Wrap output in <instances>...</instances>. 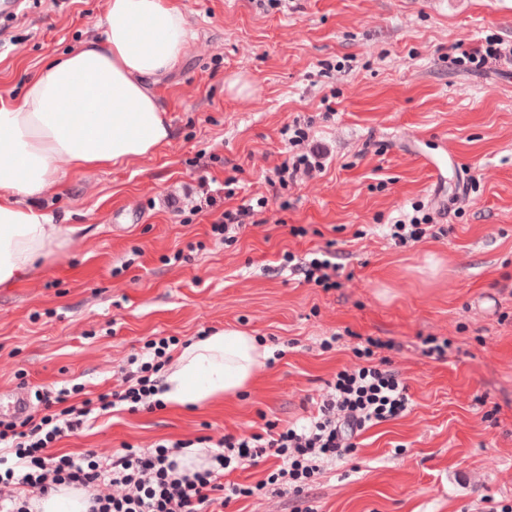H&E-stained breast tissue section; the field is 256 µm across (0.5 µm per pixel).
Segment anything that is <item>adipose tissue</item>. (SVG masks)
<instances>
[{
  "instance_id": "ef3b65f1",
  "label": "adipose tissue",
  "mask_w": 512,
  "mask_h": 512,
  "mask_svg": "<svg viewBox=\"0 0 512 512\" xmlns=\"http://www.w3.org/2000/svg\"><path fill=\"white\" fill-rule=\"evenodd\" d=\"M99 36L49 57L21 97L0 98V284L40 266L62 225L30 200L69 170L156 152L172 137L151 79L179 60L191 25L175 0H107ZM268 350L227 328L184 346L160 377V400L200 407L244 388Z\"/></svg>"
}]
</instances>
